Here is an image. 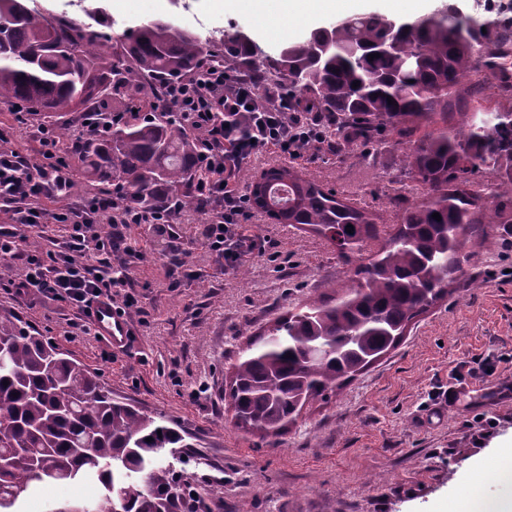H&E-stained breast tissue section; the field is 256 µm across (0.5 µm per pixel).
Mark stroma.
Instances as JSON below:
<instances>
[{
    "instance_id": "1",
    "label": "stroma",
    "mask_w": 512,
    "mask_h": 512,
    "mask_svg": "<svg viewBox=\"0 0 512 512\" xmlns=\"http://www.w3.org/2000/svg\"><path fill=\"white\" fill-rule=\"evenodd\" d=\"M99 26L165 16L178 26L197 22L224 33L241 32L267 60L306 31L337 21L317 13L303 21L260 20L227 13L214 0H103ZM39 117L20 124L0 112V134L10 147L37 158ZM308 175L391 215L390 181L411 183L400 150L378 165L314 147ZM244 221L267 242L246 258V274L225 273L204 246L207 217L188 214L178 226L189 256L183 285L171 287L164 251L167 236L151 224L128 235L142 258L130 271L139 310L129 311L123 349L98 335L69 336L75 308L40 295L17 297L0 282V319L44 336L67 358L96 374L113 396L177 425L192 447L166 461L201 495L200 512H441L472 491L506 497L492 473L475 480L478 464H492L499 443L512 437V227L492 244L473 246L466 275L447 303L422 317L409 336L342 392L308 403L299 419L269 446L238 430L224 398L229 368L251 334L278 313L320 293L345 291L351 268L318 237L274 224L252 206ZM471 361L476 372L454 382L449 371ZM456 391L449 399L448 391ZM101 496L97 481L54 485L25 503L45 512L50 500Z\"/></svg>"
}]
</instances>
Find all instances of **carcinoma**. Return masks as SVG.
<instances>
[{"instance_id":"cac0c4a2","label":"carcinoma","mask_w":512,"mask_h":512,"mask_svg":"<svg viewBox=\"0 0 512 512\" xmlns=\"http://www.w3.org/2000/svg\"><path fill=\"white\" fill-rule=\"evenodd\" d=\"M101 13L94 4L89 22L77 24L49 20L26 0H0V111L80 112L105 125L106 135L91 129L73 148L82 163L75 178L112 188L117 207L171 220L199 210L203 134L171 110L166 89L180 83L193 92L213 69L237 64L262 77L265 103H279L286 88L288 112L324 117L327 151L346 146L364 162L369 146L399 147L422 187L414 200L395 190L397 224L385 232L379 212L295 161L259 175L241 168L252 203L273 223L314 234L358 265L349 292L309 299L253 334L225 392L237 428L276 438L307 403L339 394L452 296L467 242L482 245L493 225L512 224V108L490 113L487 125L476 116L461 129L454 123L474 94L512 90L497 63L512 43V21H479L450 2L392 24L379 14L346 18L282 49L269 69L238 32L224 34L220 55L189 29L172 34L166 18L136 22L108 41L94 26ZM486 169L495 179L479 188ZM0 341L8 344L0 512H23L36 487L85 478L100 484L101 504L185 512L180 476L162 462L166 449L192 447L185 433L113 398L84 365L8 320H0Z\"/></svg>"}]
</instances>
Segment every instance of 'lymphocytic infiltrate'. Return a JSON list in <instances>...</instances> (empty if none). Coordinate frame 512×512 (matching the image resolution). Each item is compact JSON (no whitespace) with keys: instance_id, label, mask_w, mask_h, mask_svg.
<instances>
[{"instance_id":"f902f5d3","label":"lymphocytic infiltrate","mask_w":512,"mask_h":512,"mask_svg":"<svg viewBox=\"0 0 512 512\" xmlns=\"http://www.w3.org/2000/svg\"><path fill=\"white\" fill-rule=\"evenodd\" d=\"M169 102L185 112L195 128L207 133L202 165L210 178L196 187L202 211L210 220L205 227V245L233 272L257 247L240 218L244 197L239 189V169L245 159L262 150L293 157L301 145L319 144L318 119L287 122L282 108L258 110L257 87L231 74L229 69L212 71L209 82L190 93L172 86ZM249 114L248 131L238 119ZM38 162H31L15 149L0 145V210L13 213L16 223L35 225L45 216L65 225L67 233L53 241L51 249L30 250L23 237L0 231V259L21 262L22 273L10 286L17 296L32 294L67 302L76 316L69 323L73 336L90 334L91 309L112 299V291L130 281L128 270L141 253L127 241L123 226L112 221V203L93 198H72L73 169L63 157L52 129L37 128ZM57 202L54 213H46L43 200Z\"/></svg>"}]
</instances>
